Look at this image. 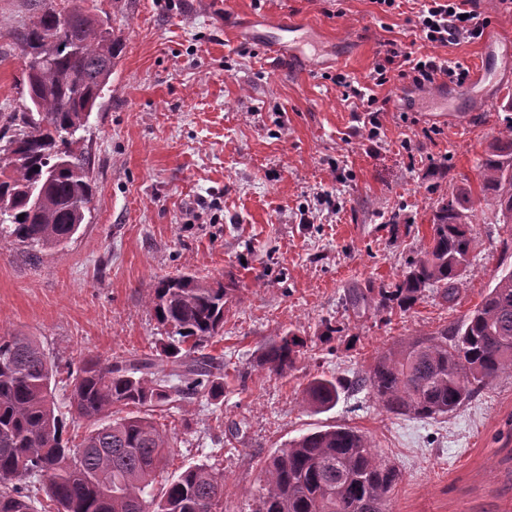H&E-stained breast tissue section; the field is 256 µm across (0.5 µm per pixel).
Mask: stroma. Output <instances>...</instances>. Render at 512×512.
<instances>
[{"instance_id":"stroma-1","label":"stroma","mask_w":512,"mask_h":512,"mask_svg":"<svg viewBox=\"0 0 512 512\" xmlns=\"http://www.w3.org/2000/svg\"><path fill=\"white\" fill-rule=\"evenodd\" d=\"M38 0H0V114L19 111L26 61L17 34ZM109 18L122 47L80 130L94 198L64 246H0V335L33 336L59 364L87 355L158 357V281L193 273L230 290L207 347L228 365L216 400L154 410L174 441L156 488L188 466L224 473V512H252L263 460L330 424L365 434L401 479L391 512H512V376L489 381L454 414L394 415L354 381L378 353L458 323L501 272L493 206L470 225L473 271L454 306L426 289L412 309L361 316L352 288L395 284L432 235L438 201L478 188L479 162L512 95V10L496 5L482 38L444 49L475 69L485 40L498 66L440 97L391 79L377 136L343 100L337 74L366 83L383 43L410 44L411 0H54ZM316 30L302 55L272 63L269 21ZM348 334L323 343L326 321ZM307 342L296 370L257 367L287 333ZM316 376L346 382L323 413L301 403Z\"/></svg>"}]
</instances>
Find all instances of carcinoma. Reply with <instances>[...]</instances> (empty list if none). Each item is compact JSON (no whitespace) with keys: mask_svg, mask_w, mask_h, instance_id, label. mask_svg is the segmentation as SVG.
<instances>
[{"mask_svg":"<svg viewBox=\"0 0 512 512\" xmlns=\"http://www.w3.org/2000/svg\"><path fill=\"white\" fill-rule=\"evenodd\" d=\"M28 58L41 57L27 74L24 110L0 120V142L17 145L16 164H0V242L51 250L66 245L85 220L93 186L87 162L73 148L82 118L102 97L120 39L108 20L80 7L62 11L40 0L17 35ZM483 201L494 207L512 252V103L499 119L498 136L479 167ZM23 219H18L19 215ZM478 223L472 190L441 199L429 244L389 288L349 292L345 310L359 315L413 308L432 286L444 302L457 301L471 272L469 225ZM229 289L192 274L160 280L154 288L157 320L170 327L162 358L115 362L88 355L66 370L69 411L92 421L77 444L63 436L52 380L60 366L32 336L0 335V512H37L20 484L37 477L53 512H223L224 473L201 464L153 494L156 471L171 452L148 411L181 400L224 394L223 358L206 352L224 325ZM303 337L289 332L267 344L259 366L284 376L306 353ZM512 374V267L464 319L413 336L375 359L360 379L389 413L434 419L460 409L478 388ZM342 385L316 376L302 402L316 411L336 406ZM137 412L112 417V408ZM264 492L254 512H389V494L401 479L360 431L332 425L288 442L264 461Z\"/></svg>","mask_w":512,"mask_h":512,"instance_id":"carcinoma-1","label":"carcinoma"}]
</instances>
